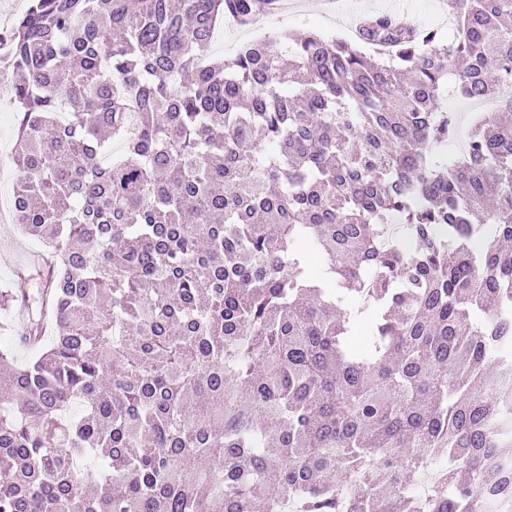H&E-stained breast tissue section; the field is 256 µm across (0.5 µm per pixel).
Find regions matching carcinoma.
<instances>
[{"label": "carcinoma", "instance_id": "cac0c4a2", "mask_svg": "<svg viewBox=\"0 0 512 512\" xmlns=\"http://www.w3.org/2000/svg\"><path fill=\"white\" fill-rule=\"evenodd\" d=\"M277 0H31L8 34L33 357L0 512H512V0L270 35ZM476 116L448 156V84ZM404 1L413 15L415 24L424 28L438 29L444 39H451L455 33V24L448 26L447 7L442 0H386Z\"/></svg>", "mask_w": 512, "mask_h": 512}]
</instances>
